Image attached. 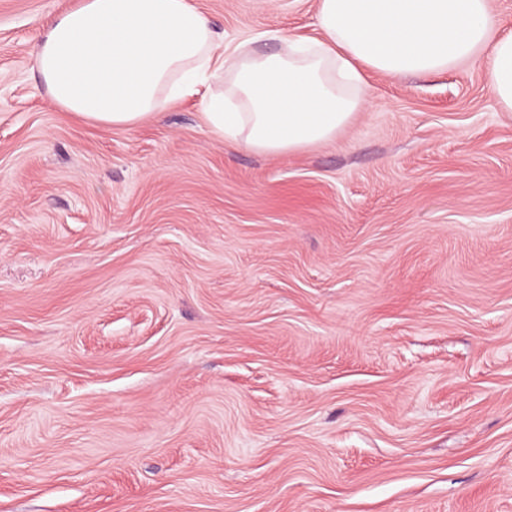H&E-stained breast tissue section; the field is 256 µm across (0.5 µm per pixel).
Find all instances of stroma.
<instances>
[{
	"label": "stroma",
	"mask_w": 512,
	"mask_h": 512,
	"mask_svg": "<svg viewBox=\"0 0 512 512\" xmlns=\"http://www.w3.org/2000/svg\"><path fill=\"white\" fill-rule=\"evenodd\" d=\"M225 43L317 0H195ZM0 0V512H512V112L368 76L335 141L104 129Z\"/></svg>",
	"instance_id": "stroma-1"
}]
</instances>
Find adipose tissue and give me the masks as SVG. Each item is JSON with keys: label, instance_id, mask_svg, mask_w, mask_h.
I'll return each mask as SVG.
<instances>
[{"label": "adipose tissue", "instance_id": "ef3b65f1", "mask_svg": "<svg viewBox=\"0 0 512 512\" xmlns=\"http://www.w3.org/2000/svg\"><path fill=\"white\" fill-rule=\"evenodd\" d=\"M321 38L252 39L221 50L194 0H75L32 56L52 104L101 128H133L202 94L214 137L277 155L328 143L364 105L363 69L443 73L484 58L500 109L512 112V32L493 0H319Z\"/></svg>", "mask_w": 512, "mask_h": 512}]
</instances>
